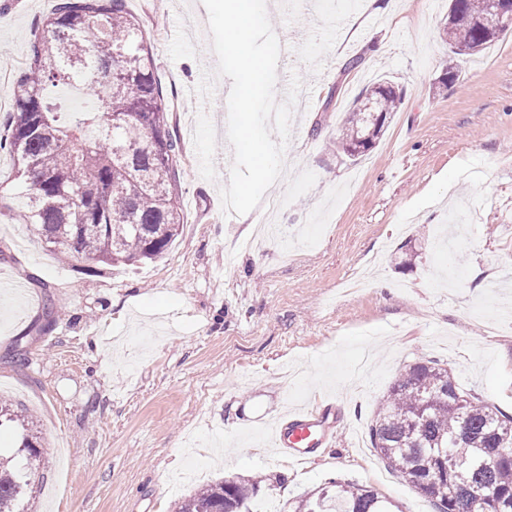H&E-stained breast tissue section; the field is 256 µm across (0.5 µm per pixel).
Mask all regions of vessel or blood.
Returning <instances> with one entry per match:
<instances>
[{"mask_svg": "<svg viewBox=\"0 0 512 512\" xmlns=\"http://www.w3.org/2000/svg\"><path fill=\"white\" fill-rule=\"evenodd\" d=\"M335 404L323 409L297 411L281 419L274 428V444L289 459L302 463L331 452Z\"/></svg>", "mask_w": 512, "mask_h": 512, "instance_id": "1", "label": "vessel or blood"}]
</instances>
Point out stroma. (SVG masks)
<instances>
[{
	"mask_svg": "<svg viewBox=\"0 0 512 512\" xmlns=\"http://www.w3.org/2000/svg\"><path fill=\"white\" fill-rule=\"evenodd\" d=\"M55 2L0 0V136ZM125 3L183 147L184 222L163 258L136 269L62 260L25 222L24 181L0 151V399L31 418L38 451L6 422L0 454L34 472L24 512H173L197 488L175 482L192 465L209 482L274 475L256 506L345 478L402 512H439L384 463L369 428L419 359L512 415V33L452 59L448 0H342L333 12L268 0L288 48L277 81L295 72L303 89L285 174L266 193L277 209L227 215L232 81L206 102L194 92L217 65L202 0ZM451 65L458 79L441 87ZM376 82L404 95L354 159L336 140ZM321 400L344 407L336 452L289 466L259 421Z\"/></svg>",
	"mask_w": 512,
	"mask_h": 512,
	"instance_id": "stroma-1",
	"label": "stroma"
}]
</instances>
